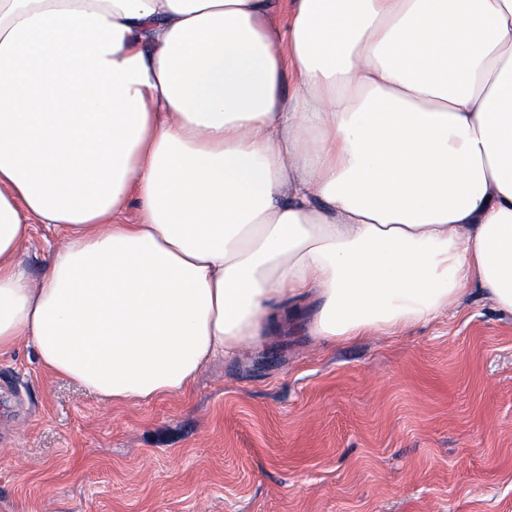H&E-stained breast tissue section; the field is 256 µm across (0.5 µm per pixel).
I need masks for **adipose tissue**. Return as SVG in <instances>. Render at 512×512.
<instances>
[{
	"instance_id": "obj_1",
	"label": "adipose tissue",
	"mask_w": 512,
	"mask_h": 512,
	"mask_svg": "<svg viewBox=\"0 0 512 512\" xmlns=\"http://www.w3.org/2000/svg\"><path fill=\"white\" fill-rule=\"evenodd\" d=\"M286 4L0 0L1 356L141 404L309 297L330 343L512 314V0ZM61 233L47 231L42 225H36L30 241L20 253V261L27 273L33 278L42 276L54 247L60 241Z\"/></svg>"
}]
</instances>
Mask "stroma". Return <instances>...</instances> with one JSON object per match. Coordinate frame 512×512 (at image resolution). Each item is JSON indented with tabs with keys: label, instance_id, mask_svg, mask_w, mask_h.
<instances>
[{
	"label": "stroma",
	"instance_id": "obj_1",
	"mask_svg": "<svg viewBox=\"0 0 512 512\" xmlns=\"http://www.w3.org/2000/svg\"><path fill=\"white\" fill-rule=\"evenodd\" d=\"M59 241L36 226L31 277ZM305 316L136 405L52 378L27 349L0 358V512H512V314L475 290L336 345Z\"/></svg>",
	"mask_w": 512,
	"mask_h": 512
}]
</instances>
